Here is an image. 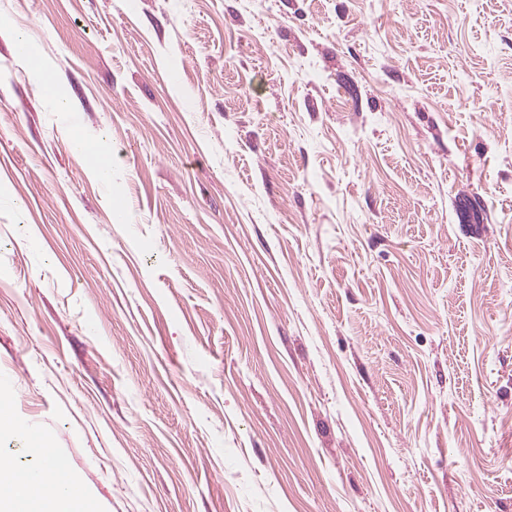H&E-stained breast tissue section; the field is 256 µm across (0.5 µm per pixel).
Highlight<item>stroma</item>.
<instances>
[{
    "label": "stroma",
    "instance_id": "stroma-1",
    "mask_svg": "<svg viewBox=\"0 0 512 512\" xmlns=\"http://www.w3.org/2000/svg\"><path fill=\"white\" fill-rule=\"evenodd\" d=\"M0 393L92 512H512V0H0Z\"/></svg>",
    "mask_w": 512,
    "mask_h": 512
}]
</instances>
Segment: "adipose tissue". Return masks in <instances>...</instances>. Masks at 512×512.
<instances>
[{"label": "adipose tissue", "mask_w": 512, "mask_h": 512, "mask_svg": "<svg viewBox=\"0 0 512 512\" xmlns=\"http://www.w3.org/2000/svg\"><path fill=\"white\" fill-rule=\"evenodd\" d=\"M37 468L0 464V512H80L84 500L71 477L62 476L51 448L39 443Z\"/></svg>", "instance_id": "adipose-tissue-1"}]
</instances>
